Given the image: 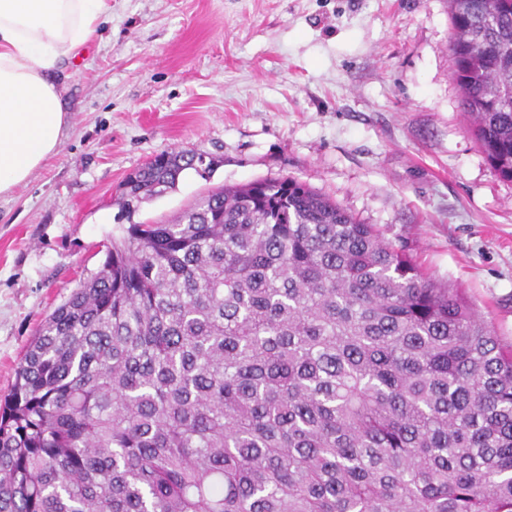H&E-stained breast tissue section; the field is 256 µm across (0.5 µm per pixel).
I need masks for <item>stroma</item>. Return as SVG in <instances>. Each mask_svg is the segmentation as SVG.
Listing matches in <instances>:
<instances>
[{
    "mask_svg": "<svg viewBox=\"0 0 512 512\" xmlns=\"http://www.w3.org/2000/svg\"><path fill=\"white\" fill-rule=\"evenodd\" d=\"M448 0H112L61 75L56 154L0 197V400L39 325L131 224L293 178L461 288L512 342V182L467 130ZM216 160L122 206L163 152Z\"/></svg>",
    "mask_w": 512,
    "mask_h": 512,
    "instance_id": "stroma-1",
    "label": "stroma"
}]
</instances>
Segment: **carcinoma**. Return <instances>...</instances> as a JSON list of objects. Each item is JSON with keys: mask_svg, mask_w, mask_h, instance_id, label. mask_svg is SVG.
I'll list each match as a JSON object with an SVG mask.
<instances>
[{"mask_svg": "<svg viewBox=\"0 0 512 512\" xmlns=\"http://www.w3.org/2000/svg\"><path fill=\"white\" fill-rule=\"evenodd\" d=\"M468 131L512 181V0H448ZM213 161L164 152L131 211ZM0 512H512V346L292 178L130 224L0 404Z\"/></svg>", "mask_w": 512, "mask_h": 512, "instance_id": "1", "label": "carcinoma"}]
</instances>
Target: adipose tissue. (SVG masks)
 Returning a JSON list of instances; mask_svg holds the SVG:
<instances>
[{
  "label": "adipose tissue",
  "mask_w": 512,
  "mask_h": 512,
  "mask_svg": "<svg viewBox=\"0 0 512 512\" xmlns=\"http://www.w3.org/2000/svg\"><path fill=\"white\" fill-rule=\"evenodd\" d=\"M111 14L112 0H0V196L58 152L62 66Z\"/></svg>",
  "instance_id": "adipose-tissue-1"
}]
</instances>
